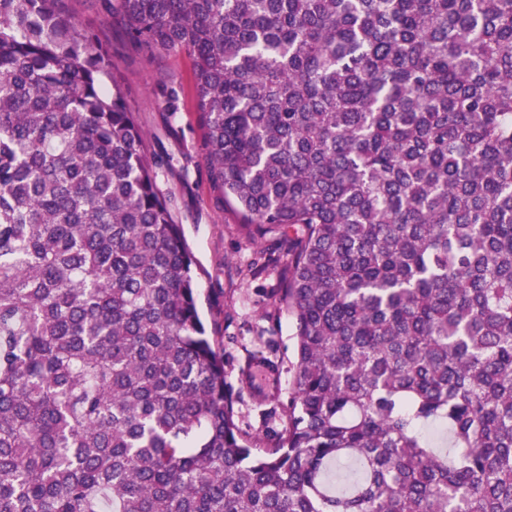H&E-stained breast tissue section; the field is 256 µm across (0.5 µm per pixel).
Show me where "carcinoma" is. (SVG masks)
<instances>
[{
	"instance_id": "carcinoma-1",
	"label": "carcinoma",
	"mask_w": 512,
	"mask_h": 512,
	"mask_svg": "<svg viewBox=\"0 0 512 512\" xmlns=\"http://www.w3.org/2000/svg\"><path fill=\"white\" fill-rule=\"evenodd\" d=\"M63 2L0 0V512H512V0H106L190 56L210 175L288 255L270 448Z\"/></svg>"
}]
</instances>
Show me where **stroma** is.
<instances>
[{
  "label": "stroma",
  "instance_id": "35a3bbf8",
  "mask_svg": "<svg viewBox=\"0 0 512 512\" xmlns=\"http://www.w3.org/2000/svg\"><path fill=\"white\" fill-rule=\"evenodd\" d=\"M104 0H66L70 14L94 29L99 43L112 56L114 71L124 86L126 105L146 136L152 156L165 159L158 186L170 199L177 223L202 268L198 281L200 312L224 355V378L236 396V419L261 445L272 442L288 407L292 391L295 338L293 320L279 308L274 265L255 272L252 261L259 243L239 229L237 216L226 207L224 193L212 180L204 162V131L198 122L191 58L182 52L147 53L129 42ZM180 86V109L167 111L154 89L158 83ZM264 355L280 365L282 405L276 410L257 406L240 389L238 369L248 357Z\"/></svg>",
  "mask_w": 512,
  "mask_h": 512
}]
</instances>
